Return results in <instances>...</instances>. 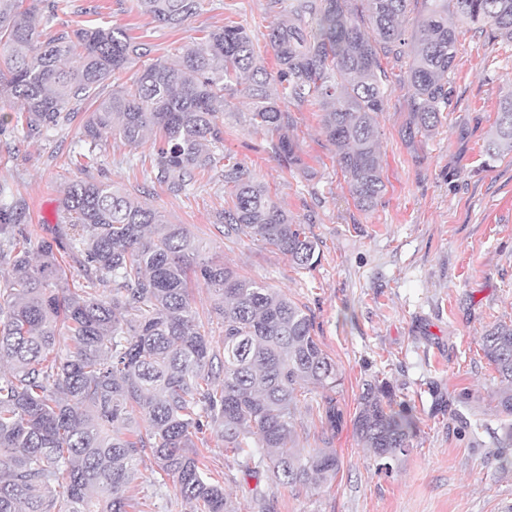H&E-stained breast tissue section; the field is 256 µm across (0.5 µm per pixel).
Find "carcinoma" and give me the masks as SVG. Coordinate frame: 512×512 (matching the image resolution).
<instances>
[{"instance_id":"cac0c4a2","label":"carcinoma","mask_w":512,"mask_h":512,"mask_svg":"<svg viewBox=\"0 0 512 512\" xmlns=\"http://www.w3.org/2000/svg\"><path fill=\"white\" fill-rule=\"evenodd\" d=\"M201 0H138L161 26H186ZM418 11L408 89L406 142L441 124L451 103L448 74L458 26L512 43V0H288L284 19L262 39L276 74L263 65L257 35L226 25L181 47L173 63L155 60L112 85L150 49L123 26L79 27L44 35L35 8L0 0V101L16 108L29 135L93 107L82 134L132 147L154 137V178L173 193L195 172L217 167L224 111L244 92L249 121L271 133L270 149L301 165L289 135L291 114L321 107V126L355 206L374 208L386 185L377 135L387 98L381 59L404 56L402 22ZM281 91L274 94L271 82ZM512 154V92L498 103L485 145L488 160ZM224 236L275 247L298 268L320 249L247 165L224 157ZM60 249L79 258L86 285L64 286L53 245L31 248L13 235L20 204L0 206V512H128L126 490L144 455L171 478L193 512H240L224 481L197 449L216 436L246 476L291 487L336 477L327 448L293 447L296 393L333 390L341 376L315 338L313 319L287 295L202 258L200 244L110 182L67 184ZM213 295L207 320L193 307L190 276ZM222 347L213 344V329ZM500 382L497 407L512 416V323L481 336ZM343 412L330 398L331 433ZM358 441L379 460L406 453L416 436L412 411L387 382L364 384L353 418Z\"/></svg>"}]
</instances>
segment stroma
<instances>
[{
	"label": "stroma",
	"mask_w": 512,
	"mask_h": 512,
	"mask_svg": "<svg viewBox=\"0 0 512 512\" xmlns=\"http://www.w3.org/2000/svg\"><path fill=\"white\" fill-rule=\"evenodd\" d=\"M281 17L269 0H202L191 24L173 30L141 14L137 0H69L55 16L37 10L36 23L52 31L122 25L152 45L153 58L171 62L201 31L232 21L259 35ZM458 32L452 104L415 145L402 136L407 63L383 59L390 85L378 138L386 191L368 212L353 203L319 108L292 110L302 164L288 168L271 153L269 133L250 124L245 95L232 99L216 152L245 163L318 240L321 260L310 270L273 246L224 237L223 168L196 175L176 195L152 176V142L133 148L103 137L94 164L83 168L76 160L89 149L85 112L33 137L0 106V205L25 207L15 234L35 245L56 241L64 183L111 181L183 225L203 257L282 291L313 316L316 339L342 374L331 396L344 421L325 432L330 395L309 388L298 396L296 445L332 449L341 469L317 486L268 485L274 512H512V445L500 442L499 381L481 351L485 329L512 321V154L490 163L484 153L498 101L512 92V44L465 24ZM376 376L412 407L418 425L408 454L385 467L352 427L363 385ZM156 478L152 457H144L129 488L136 502L147 512H192L173 481L156 489Z\"/></svg>",
	"instance_id": "stroma-1"
}]
</instances>
